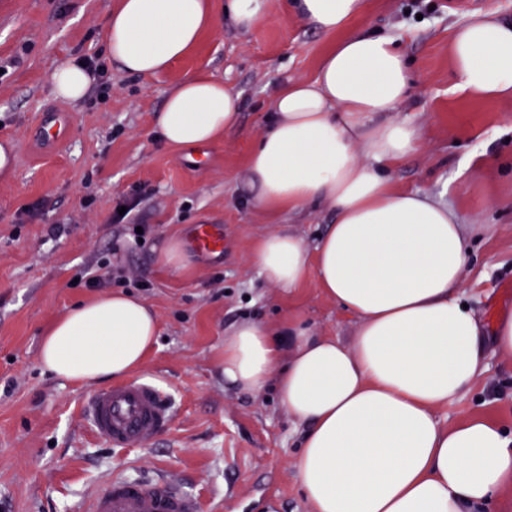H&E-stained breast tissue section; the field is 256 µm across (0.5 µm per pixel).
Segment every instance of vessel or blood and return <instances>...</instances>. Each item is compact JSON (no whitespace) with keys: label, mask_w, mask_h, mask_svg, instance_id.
<instances>
[{"label":"vessel or blood","mask_w":512,"mask_h":512,"mask_svg":"<svg viewBox=\"0 0 512 512\" xmlns=\"http://www.w3.org/2000/svg\"><path fill=\"white\" fill-rule=\"evenodd\" d=\"M67 124L62 114L42 123L41 139L63 142ZM190 242L204 255L222 253L224 234L213 224L193 227ZM99 440L115 448H144L174 422L169 398L154 381L136 378L88 394L81 405ZM199 501L172 479L115 478L92 494L80 512H199Z\"/></svg>","instance_id":"1"}]
</instances>
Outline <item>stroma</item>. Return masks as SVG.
Instances as JSON below:
<instances>
[{
  "mask_svg": "<svg viewBox=\"0 0 512 512\" xmlns=\"http://www.w3.org/2000/svg\"><path fill=\"white\" fill-rule=\"evenodd\" d=\"M114 0H0V143L17 168L0 178V512H77L113 477L170 475L200 496L205 512H309L290 460L300 434L275 387L241 394L224 383L215 359L244 320L278 323L302 312L319 335L348 339L355 318L337 308L315 275L274 288L252 262L272 232L254 201L246 161L267 127L284 81L314 77L338 37L269 0L249 30L219 22L189 56L158 76L130 75L107 61V93L78 102L53 95L58 62L105 51ZM474 13L512 20V0H365L351 28L396 36L412 73L400 116L417 125L421 148L388 178L428 194L472 224L474 260L463 281L470 305L491 318L512 306V99L483 100L452 89L451 37ZM208 72L240 95L236 126L223 142L174 150L155 116L183 77ZM69 117L65 141L42 145L40 118ZM134 201L144 242L113 224L117 204ZM41 202L31 219L28 205ZM334 220L310 204L278 225L314 247ZM197 224L224 228V252L194 255L184 276L165 268L171 238L189 242ZM127 268L144 287L125 284L152 309L157 342L137 370L173 396L176 420L146 448L103 444L79 414L89 393L48 373L40 343L75 302L96 296L89 277ZM478 413L512 427V364L489 356L471 395L440 411L444 423Z\"/></svg>",
  "mask_w": 512,
  "mask_h": 512,
  "instance_id": "obj_1",
  "label": "stroma"
}]
</instances>
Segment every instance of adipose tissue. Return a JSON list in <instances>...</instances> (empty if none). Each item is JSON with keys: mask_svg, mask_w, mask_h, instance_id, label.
Listing matches in <instances>:
<instances>
[{"mask_svg": "<svg viewBox=\"0 0 512 512\" xmlns=\"http://www.w3.org/2000/svg\"><path fill=\"white\" fill-rule=\"evenodd\" d=\"M269 0H117L108 55L130 74L157 76L227 16L248 29ZM363 0H293L317 29L338 35L310 81L282 84L247 172L270 219L309 203L335 219L314 249L290 230L261 237L253 262L276 287L316 270L320 287L355 316L349 341L315 334L297 312L266 325L245 321L216 359L225 381L255 393L275 384L302 427L293 457L312 512H512V429L482 415L442 424L489 354L512 362V308L485 322L463 300L472 229L432 197L385 178L414 153L420 129L400 119L412 75L390 35L350 31ZM456 90L512 98V22L476 13L451 39ZM91 80L61 61L53 93L75 102ZM239 102L223 80L186 76L169 90L155 124L174 149L221 142ZM158 334L155 315L122 292L79 304L41 343V363L73 383L120 380L138 370Z\"/></svg>", "mask_w": 512, "mask_h": 512, "instance_id": "1", "label": "adipose tissue"}]
</instances>
